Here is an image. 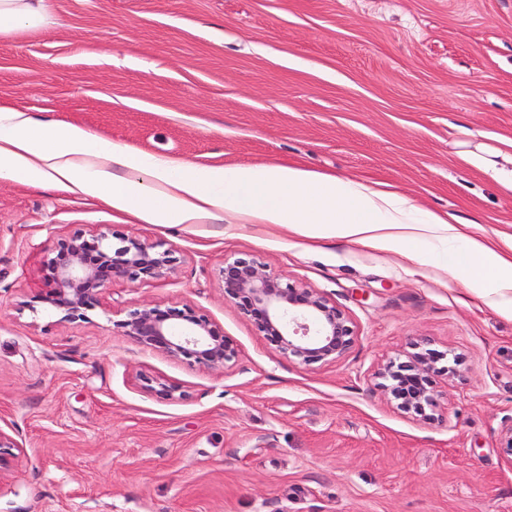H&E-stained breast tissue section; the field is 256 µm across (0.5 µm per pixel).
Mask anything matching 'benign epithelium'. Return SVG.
Returning a JSON list of instances; mask_svg holds the SVG:
<instances>
[{
    "label": "benign epithelium",
    "instance_id": "benign-epithelium-1",
    "mask_svg": "<svg viewBox=\"0 0 512 512\" xmlns=\"http://www.w3.org/2000/svg\"><path fill=\"white\" fill-rule=\"evenodd\" d=\"M176 258L162 240L107 234L87 237L75 232L58 241L50 260L51 284L44 301L65 321L85 318L100 303L102 291L115 277L131 282L164 277ZM224 299L234 303L258 334L288 358L310 366L336 362L356 343L352 323L343 310L313 289L299 288L267 271L257 261L239 257L221 270ZM140 345L164 352L190 365L223 368L234 364L238 350L207 315L193 307L137 304L117 323ZM443 354L420 348L404 361H390L377 372L380 386L405 413L423 416L439 406L431 374ZM146 391L172 399L184 397L179 387L149 377ZM20 444L0 428V469L9 466L10 449Z\"/></svg>",
    "mask_w": 512,
    "mask_h": 512
}]
</instances>
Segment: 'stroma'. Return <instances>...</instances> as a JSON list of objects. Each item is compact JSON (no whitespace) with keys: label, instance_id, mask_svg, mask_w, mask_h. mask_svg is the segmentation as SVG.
I'll use <instances>...</instances> for the list:
<instances>
[{"label":"stroma","instance_id":"stroma-1","mask_svg":"<svg viewBox=\"0 0 512 512\" xmlns=\"http://www.w3.org/2000/svg\"><path fill=\"white\" fill-rule=\"evenodd\" d=\"M49 21L0 37V102L144 155L346 177L512 242V0H49ZM77 230L162 240L178 262L65 321L43 296ZM455 248L428 240L416 264L0 181V429L20 444L0 512H512V319L445 272ZM246 256L336 303L348 356L305 367L259 336L220 276ZM138 303L201 310L238 362L144 349L117 326ZM423 340L458 358L432 377L438 422L376 376Z\"/></svg>","mask_w":512,"mask_h":512}]
</instances>
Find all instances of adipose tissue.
I'll return each instance as SVG.
<instances>
[{"mask_svg": "<svg viewBox=\"0 0 512 512\" xmlns=\"http://www.w3.org/2000/svg\"><path fill=\"white\" fill-rule=\"evenodd\" d=\"M48 0H0V35L41 28ZM0 180L101 200L147 224L245 222L311 239H344L420 262L429 237L463 240L447 268L468 290L512 315V259L459 231L450 214L414 218L412 201L361 183L282 164L203 166L142 156L85 128L41 121L0 103Z\"/></svg>", "mask_w": 512, "mask_h": 512, "instance_id": "adipose-tissue-1", "label": "adipose tissue"}]
</instances>
